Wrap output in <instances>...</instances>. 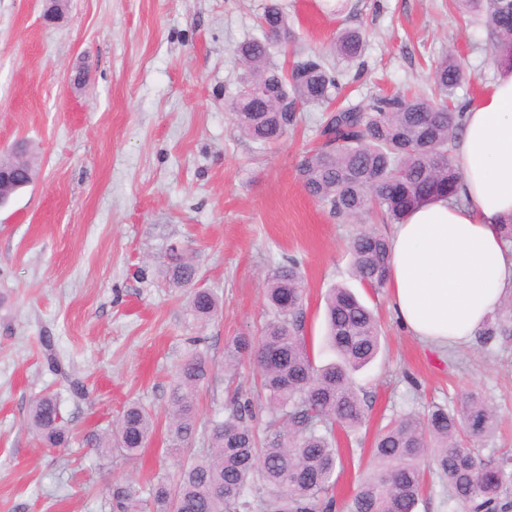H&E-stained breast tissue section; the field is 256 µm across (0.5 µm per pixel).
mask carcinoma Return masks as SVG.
<instances>
[{
  "instance_id": "carcinoma-1",
  "label": "carcinoma",
  "mask_w": 512,
  "mask_h": 512,
  "mask_svg": "<svg viewBox=\"0 0 512 512\" xmlns=\"http://www.w3.org/2000/svg\"><path fill=\"white\" fill-rule=\"evenodd\" d=\"M482 17L494 51L512 61V0H456ZM262 37L237 46L244 67L241 86L228 98L234 131L257 144L279 140L295 128L311 107L327 109L320 123V143L304 153L298 178L305 192L348 224L377 218L400 224L419 205L435 199L461 201V171L455 148L462 135L466 105L453 103L463 79L457 59L441 58L434 69L435 97L394 93L370 95L363 101L330 105L343 91L342 76L323 57L309 52L291 64L271 62V49L288 54L292 30L288 15L275 3L258 19ZM365 39L346 28L333 42L336 58H360ZM0 163L22 175L34 172L28 152H9ZM352 272L364 287L379 291L389 277V239L363 228L351 245ZM174 265L168 282L188 292L191 315L202 324L220 311L218 296L196 287L197 269L170 248ZM304 275L295 263L267 273L265 298L271 318L257 340L240 336L225 351V370L236 369L241 357L254 354L260 388L267 403L264 432L253 424V400L235 392L224 415L200 426L197 388L211 378V366L197 349L176 365L168 401L167 435L175 447L202 437L204 453L179 468L175 481L156 478L143 489L133 482L115 484L108 492V512H335L332 494L336 467L342 465L335 429L352 430L366 417V407L352 375L370 363L381 348V324L373 310L344 287L326 297L329 347L336 360L315 365L304 336ZM512 332V304L495 312L477 333L489 346ZM28 424L50 448L69 443L57 395L33 399ZM497 420L481 393L467 392L453 411L434 405L422 417L400 416L378 435L371 462L359 474L346 512H414L432 471L448 489V498L466 512H508L505 495L512 482V457L496 462L479 458L462 443L487 440ZM155 429V418L143 405H128L112 435L129 459L138 455ZM85 443L107 457L112 442L98 433Z\"/></svg>"
}]
</instances>
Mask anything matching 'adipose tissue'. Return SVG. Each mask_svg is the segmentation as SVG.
<instances>
[{
  "label": "adipose tissue",
  "instance_id": "obj_1",
  "mask_svg": "<svg viewBox=\"0 0 512 512\" xmlns=\"http://www.w3.org/2000/svg\"><path fill=\"white\" fill-rule=\"evenodd\" d=\"M463 204H423L389 239L391 308L402 327L438 348L468 342L512 291V67L466 108L456 149Z\"/></svg>",
  "mask_w": 512,
  "mask_h": 512
}]
</instances>
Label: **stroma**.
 <instances>
[{"mask_svg":"<svg viewBox=\"0 0 512 512\" xmlns=\"http://www.w3.org/2000/svg\"><path fill=\"white\" fill-rule=\"evenodd\" d=\"M269 2L68 0L49 23L44 0H0V153L22 140L36 165L33 183L0 208V512H107L111 485L170 478L199 456L198 441L168 450L174 369L199 339L213 368L196 394L200 419L225 405L224 348L259 334L269 317L264 275L292 262L314 340L337 285L382 325L381 354L354 375L368 416L340 440L354 455L336 473L337 502L352 494L379 429L435 404L455 409L470 389L498 421L480 457L512 454V335L488 349L474 339L425 345L396 321L388 290L354 279L357 225L331 217L297 178L302 153L319 141L321 109L267 146L234 132L225 107L242 73L234 49L259 36ZM279 2L295 47L326 55L355 101L407 87L430 93L448 53L465 69L460 101L481 96L498 72L485 29L453 0H348L340 14L323 0ZM345 27L367 35L360 62L331 54ZM174 243L223 301L206 326L167 283ZM45 392L58 396L69 446L44 447L27 427ZM131 402L156 416L147 447L133 460L99 458L83 436L111 429Z\"/></svg>","mask_w":512,"mask_h":512,"instance_id":"35a3bbf8","label":"stroma"}]
</instances>
